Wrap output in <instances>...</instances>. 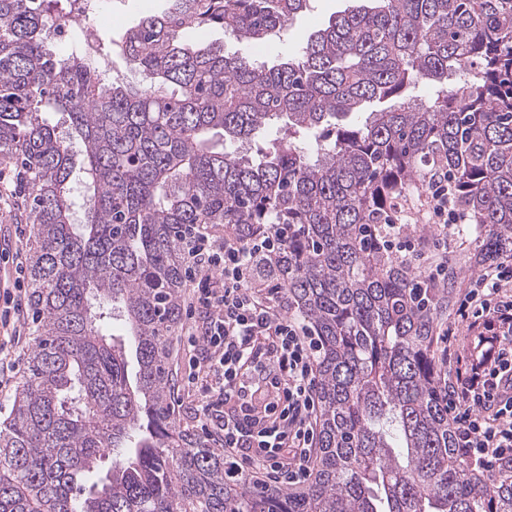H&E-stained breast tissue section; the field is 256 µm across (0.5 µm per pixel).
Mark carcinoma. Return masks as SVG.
<instances>
[{
  "label": "carcinoma",
  "mask_w": 512,
  "mask_h": 512,
  "mask_svg": "<svg viewBox=\"0 0 512 512\" xmlns=\"http://www.w3.org/2000/svg\"><path fill=\"white\" fill-rule=\"evenodd\" d=\"M54 2L0 0V158L28 189L36 323L0 424V512H512V474H468L448 425L451 286L418 287L419 267L374 245L407 194L446 181L483 231L469 262L512 254V0H360L273 62L185 31L271 42L310 0H163L117 44L136 78L109 86L47 47ZM48 109L82 144L80 224ZM197 224L276 240L255 275L316 340L319 453L300 490L235 475L172 417Z\"/></svg>",
  "instance_id": "obj_1"
}]
</instances>
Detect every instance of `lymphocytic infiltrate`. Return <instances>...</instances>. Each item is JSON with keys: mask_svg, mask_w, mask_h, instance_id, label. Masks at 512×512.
Wrapping results in <instances>:
<instances>
[{"mask_svg": "<svg viewBox=\"0 0 512 512\" xmlns=\"http://www.w3.org/2000/svg\"><path fill=\"white\" fill-rule=\"evenodd\" d=\"M382 243L400 258L425 259V283H447L445 240H433L425 250L395 224ZM256 250L239 236L220 238L204 225L193 227L183 255L191 302L205 316L182 328L188 351L199 352L203 363L201 375L188 382L201 396L199 422L216 423L224 458L237 473L303 484L317 440L314 338L276 309L280 285L254 279L250 259ZM511 283V261L490 264L456 303V316L481 320L493 342L479 371L468 375L455 363L448 384V422L478 477L512 469V295L505 292ZM19 296L9 288L0 292V327L10 332L8 345L0 344V388L16 375L12 347L20 332L10 324Z\"/></svg>", "mask_w": 512, "mask_h": 512, "instance_id": "1", "label": "lymphocytic infiltrate"}]
</instances>
